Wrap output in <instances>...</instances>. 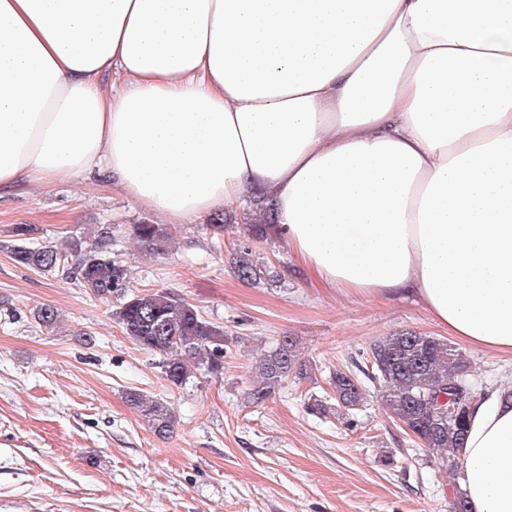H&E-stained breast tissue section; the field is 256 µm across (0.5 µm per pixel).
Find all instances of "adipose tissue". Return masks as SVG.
Returning <instances> with one entry per match:
<instances>
[{
	"label": "adipose tissue",
	"instance_id": "adipose-tissue-1",
	"mask_svg": "<svg viewBox=\"0 0 512 512\" xmlns=\"http://www.w3.org/2000/svg\"><path fill=\"white\" fill-rule=\"evenodd\" d=\"M96 168L174 224L261 197L324 285L512 354V0H0V189ZM463 459L512 512V390Z\"/></svg>",
	"mask_w": 512,
	"mask_h": 512
}]
</instances>
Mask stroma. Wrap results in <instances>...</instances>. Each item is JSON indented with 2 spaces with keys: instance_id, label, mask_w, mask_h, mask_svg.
Segmentation results:
<instances>
[{
  "instance_id": "1",
  "label": "stroma",
  "mask_w": 512,
  "mask_h": 512,
  "mask_svg": "<svg viewBox=\"0 0 512 512\" xmlns=\"http://www.w3.org/2000/svg\"><path fill=\"white\" fill-rule=\"evenodd\" d=\"M223 234L208 215L180 224L143 207L93 171L76 181L0 192V512H448L454 479L394 421L379 387L342 415L329 379L359 373L378 338L448 331L410 294L357 297L321 284L278 234L247 236L241 204ZM112 225V253L136 292L170 291L223 326L224 370L176 388L114 321V301L61 273L15 262L17 226L28 246L92 240ZM138 224L163 242L145 246ZM249 245L272 282L233 272ZM53 307V327L35 311ZM284 336L306 365L252 404V366ZM476 392L512 385V356L461 345ZM137 391L168 403L173 433L159 437L127 400ZM322 401L325 413L310 409Z\"/></svg>"
}]
</instances>
